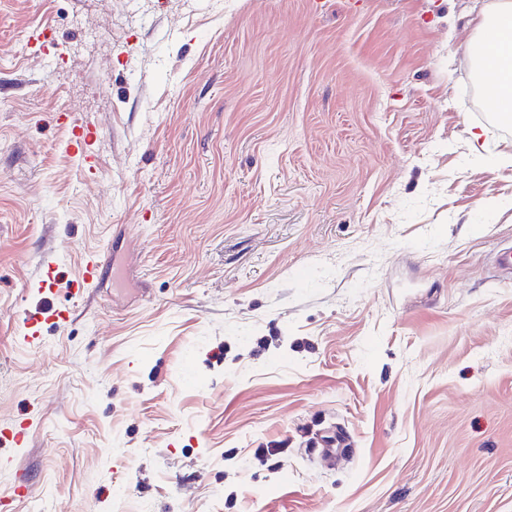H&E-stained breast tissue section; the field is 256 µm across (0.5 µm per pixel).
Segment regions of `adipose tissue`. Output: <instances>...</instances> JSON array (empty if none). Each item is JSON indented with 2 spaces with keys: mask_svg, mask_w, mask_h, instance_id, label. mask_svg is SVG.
I'll return each instance as SVG.
<instances>
[{
  "mask_svg": "<svg viewBox=\"0 0 512 512\" xmlns=\"http://www.w3.org/2000/svg\"><path fill=\"white\" fill-rule=\"evenodd\" d=\"M483 78L492 87L490 106L512 113V0H491L481 24Z\"/></svg>",
  "mask_w": 512,
  "mask_h": 512,
  "instance_id": "ef3b65f1",
  "label": "adipose tissue"
}]
</instances>
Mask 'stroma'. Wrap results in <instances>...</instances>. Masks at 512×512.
Listing matches in <instances>:
<instances>
[{"mask_svg":"<svg viewBox=\"0 0 512 512\" xmlns=\"http://www.w3.org/2000/svg\"><path fill=\"white\" fill-rule=\"evenodd\" d=\"M483 5L0 0L12 512H512V129ZM61 111L97 125L94 176ZM50 304L71 321L23 343ZM29 48L34 53H50L58 48L54 29L51 27H37L30 31L28 37ZM102 271V257L97 251L88 253L83 260L80 276L70 284L73 297H84L88 288L96 287ZM70 318V309L66 306H51L41 308L28 314L24 322L23 341L34 345L39 341V326L45 322H52L56 325L66 323Z\"/></svg>","mask_w":512,"mask_h":512,"instance_id":"stroma-1","label":"stroma"}]
</instances>
